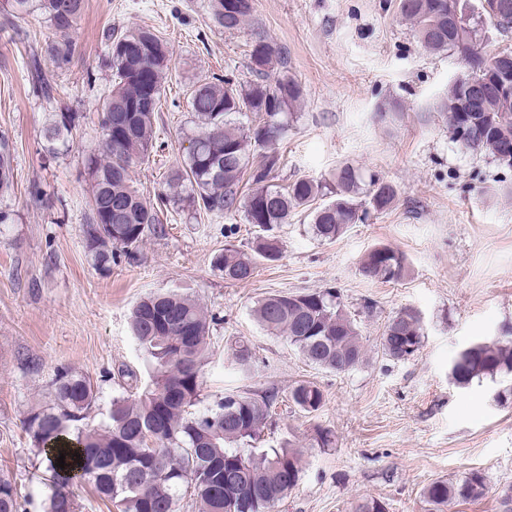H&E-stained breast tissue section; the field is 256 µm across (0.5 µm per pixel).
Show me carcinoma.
Returning a JSON list of instances; mask_svg holds the SVG:
<instances>
[{
  "label": "carcinoma",
  "instance_id": "carcinoma-1",
  "mask_svg": "<svg viewBox=\"0 0 512 512\" xmlns=\"http://www.w3.org/2000/svg\"><path fill=\"white\" fill-rule=\"evenodd\" d=\"M395 2L398 16L413 24L425 49L446 52L464 68L448 96L436 104L448 113L453 140L512 168V49L487 55L479 29L486 24L511 33L512 0H480L476 17L470 0ZM210 8L214 26L226 32L253 19V0H212ZM84 9L85 0H0L1 14H36L53 31L43 48L30 46L28 60L32 87L48 101L59 88L45 79L41 57L49 56L60 67L71 62L78 54L72 32ZM107 42L111 88L101 105L102 136L84 163L89 183L86 250L101 271L123 255L131 257L148 237L166 234L162 208L141 196L131 169L154 149L156 112L172 62L168 40L148 27L112 28ZM283 61L282 48L257 31L249 51L252 79L213 75L186 91L197 132L184 165L170 177L175 193L167 202L214 215L242 208L248 223L259 228L250 250L226 248L213 259V267L229 281H247L258 263L279 259L281 246L273 231L298 208L309 212L316 237L334 241L369 211L383 213L397 201L395 188L380 180L372 181L368 201H358L360 178L348 166L336 172L334 198L321 204L317 200L325 186L320 181L298 178L283 189L271 184L281 166L277 144L288 132V112L301 98L295 80L270 81V71ZM250 113L259 121L246 126L240 118ZM81 119L67 106L51 114L43 129L46 155L56 158L72 148ZM255 150L263 151L256 166L250 164ZM13 160V145L1 135V195L13 188ZM406 271V257L388 245L373 247L359 265L368 281L397 282ZM253 316L267 333L286 338L305 361L324 370L346 373L365 360L357 321L332 288L269 295L257 302ZM130 330L145 358L148 380L142 383L131 375L130 393L112 398L101 428H82L98 405V391L85 375L69 370L55 375L49 400L26 419L31 443L53 476L46 512H75L68 491L75 469L95 474L93 486L114 512H179L185 489L191 490L199 512H272L302 473L301 453L293 445L260 446L277 393L226 392L207 399L202 371L212 355L210 322L188 295L144 296L132 309ZM423 340L420 314L405 308L388 318L378 347L388 359L404 361L419 352ZM228 350L240 366L251 365L248 342L239 339ZM449 374L459 388L512 375V330L491 342L470 343L452 360ZM288 399L308 414L324 404L322 390L311 382L293 386ZM61 453L62 468L56 466ZM486 492L483 474L472 471L458 481L430 482L423 498L429 512H447L448 504L477 501ZM20 509L16 487L1 476L0 512ZM351 512H386V506L360 498Z\"/></svg>",
  "mask_w": 512,
  "mask_h": 512
}]
</instances>
